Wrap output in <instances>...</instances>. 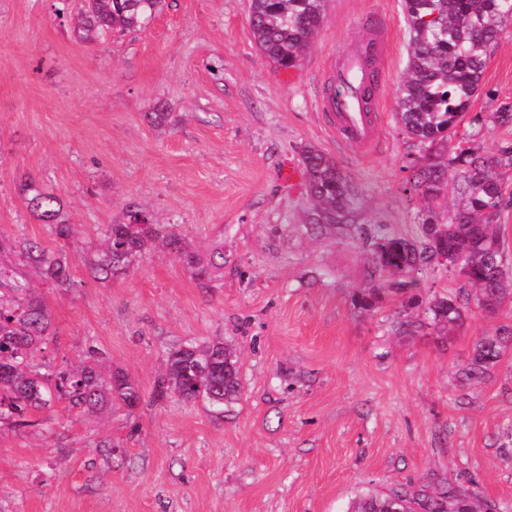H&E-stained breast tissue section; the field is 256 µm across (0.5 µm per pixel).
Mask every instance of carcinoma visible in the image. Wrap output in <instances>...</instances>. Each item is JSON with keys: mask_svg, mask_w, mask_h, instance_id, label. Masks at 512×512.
<instances>
[{"mask_svg": "<svg viewBox=\"0 0 512 512\" xmlns=\"http://www.w3.org/2000/svg\"><path fill=\"white\" fill-rule=\"evenodd\" d=\"M326 0H250V23L259 53L277 69L299 67L325 12ZM165 6V0H89L78 17L77 30L87 40L104 41L115 32L145 25ZM409 34L408 76L400 89L396 118L402 132L425 151L423 163L410 180L413 190L435 202L452 192L460 202L450 220L435 211L424 224L425 239L415 241L398 235H383L373 242L375 263L393 272L397 279L387 288H365L355 303L372 308L386 295L400 298L404 309H423L434 326L451 329L462 319L468 300L460 293L440 294L423 300L416 293L415 271L425 264L448 268L463 258L459 273L478 288V303L494 312L512 300V269L505 267L499 232L494 218L505 203V183L500 171H512V143L483 156L474 147H448L456 128L465 118L482 81L487 52L499 39L503 22L512 19V0H403ZM489 121L512 124V105L497 106ZM302 162L314 207L311 224H334L351 210V189L333 160L309 146ZM31 194L36 218L52 226L59 238L72 233L62 220V198L41 190L34 177L21 183ZM138 211L129 222L103 228V248L91 274L107 280L126 273L152 242L187 256L197 279L219 267L224 253L212 254L204 263L195 260L181 238L160 233ZM14 250L27 265L41 271L58 288H71L69 264L59 253L36 241L23 243L0 237V252ZM53 335L49 310L16 272L0 265V425L28 426V412L63 399L72 411L82 412L113 398L133 408L140 402L137 384L122 373L104 378L98 361L52 376L30 362V350ZM498 339H485L474 348L471 362L463 369L467 380L484 378L502 357ZM240 393L237 362L224 342L200 345L187 342L168 354L165 374L155 384V395L176 394L186 402L204 399L217 413ZM348 512H482V505L464 490L449 483L436 488L428 484L395 486L386 492L359 494Z\"/></svg>", "mask_w": 512, "mask_h": 512, "instance_id": "carcinoma-1", "label": "carcinoma"}]
</instances>
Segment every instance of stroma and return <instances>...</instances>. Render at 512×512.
<instances>
[{"label": "stroma", "instance_id": "35a3bbf8", "mask_svg": "<svg viewBox=\"0 0 512 512\" xmlns=\"http://www.w3.org/2000/svg\"><path fill=\"white\" fill-rule=\"evenodd\" d=\"M146 27L88 41L57 0H0V237L64 252L74 287L56 288L17 253L0 255L41 293L55 334L32 362L76 368L89 349L124 371L141 402L86 413L64 402L33 424L0 426V512H346L369 489L452 482L512 512V345L492 372L463 381L479 340L512 330L442 265L416 274L421 295L472 304L451 333L401 328L398 302L353 299L389 275L371 239H422L427 201L408 180L421 151L395 118L407 75L402 0H327L297 68L256 49L249 0H166ZM375 20L387 46L370 153L337 144L318 102L336 58ZM512 102V25L490 48L471 117ZM172 113L158 128L147 113ZM320 149L352 188L344 222L310 224L302 153ZM61 194L72 237L34 219L20 181ZM138 211L201 258L148 246L107 282L90 275L104 225ZM221 340L241 394L215 414L158 401L169 350Z\"/></svg>", "mask_w": 512, "mask_h": 512}]
</instances>
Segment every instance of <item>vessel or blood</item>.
<instances>
[{"instance_id": "obj_1", "label": "vessel or blood", "mask_w": 512, "mask_h": 512, "mask_svg": "<svg viewBox=\"0 0 512 512\" xmlns=\"http://www.w3.org/2000/svg\"><path fill=\"white\" fill-rule=\"evenodd\" d=\"M375 52V43L363 42L340 58L332 74L337 91L325 94L321 100V108L340 142L367 148L374 141L377 119L368 110L361 89L370 79L366 62Z\"/></svg>"}]
</instances>
